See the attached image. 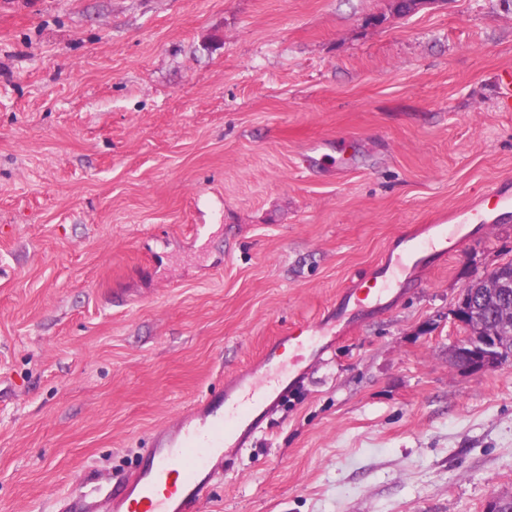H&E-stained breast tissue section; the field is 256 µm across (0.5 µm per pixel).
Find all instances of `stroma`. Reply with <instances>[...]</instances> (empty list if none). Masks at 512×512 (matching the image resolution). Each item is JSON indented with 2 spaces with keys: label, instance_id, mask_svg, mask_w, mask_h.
Here are the masks:
<instances>
[{
  "label": "stroma",
  "instance_id": "obj_1",
  "mask_svg": "<svg viewBox=\"0 0 512 512\" xmlns=\"http://www.w3.org/2000/svg\"><path fill=\"white\" fill-rule=\"evenodd\" d=\"M508 68L501 0H0V512L134 470L395 238L512 183ZM511 260L510 219L349 329L199 512L512 495V363L448 362Z\"/></svg>",
  "mask_w": 512,
  "mask_h": 512
}]
</instances>
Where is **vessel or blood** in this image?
Instances as JSON below:
<instances>
[{
  "mask_svg": "<svg viewBox=\"0 0 512 512\" xmlns=\"http://www.w3.org/2000/svg\"><path fill=\"white\" fill-rule=\"evenodd\" d=\"M488 222L512 213V194L493 187L480 203ZM469 209L459 210L453 223L435 224L426 236L405 238L399 250L379 263L371 274L378 287L373 294H346L336 304L337 322H354L370 308L385 304L395 289L406 287L413 270L427 266L437 255L455 251L471 232ZM327 324H296L276 339L256 364L226 379L224 410L215 415L184 416L164 439L149 449L134 475L117 480L84 479L68 512H193L207 485L217 475L222 450L247 446L289 387L303 378L286 351L306 353L317 362L327 352Z\"/></svg>",
  "mask_w": 512,
  "mask_h": 512,
  "instance_id": "b4317fda",
  "label": "vessel or blood"
}]
</instances>
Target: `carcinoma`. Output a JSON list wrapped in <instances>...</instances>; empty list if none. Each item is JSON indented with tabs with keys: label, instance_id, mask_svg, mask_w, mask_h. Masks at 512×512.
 I'll return each mask as SVG.
<instances>
[{
	"label": "carcinoma",
	"instance_id": "obj_1",
	"mask_svg": "<svg viewBox=\"0 0 512 512\" xmlns=\"http://www.w3.org/2000/svg\"><path fill=\"white\" fill-rule=\"evenodd\" d=\"M511 276L512 261L499 266L497 276L487 281H473L463 289L464 295L474 288L479 294L476 306L468 307L471 336L478 340L484 336H497L507 345L512 343V286L502 287L503 278Z\"/></svg>",
	"mask_w": 512,
	"mask_h": 512
}]
</instances>
